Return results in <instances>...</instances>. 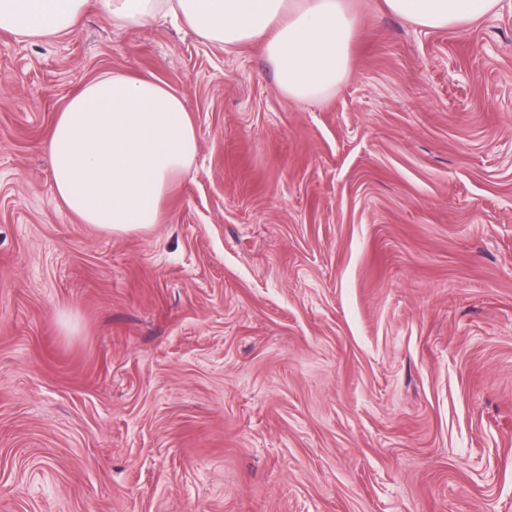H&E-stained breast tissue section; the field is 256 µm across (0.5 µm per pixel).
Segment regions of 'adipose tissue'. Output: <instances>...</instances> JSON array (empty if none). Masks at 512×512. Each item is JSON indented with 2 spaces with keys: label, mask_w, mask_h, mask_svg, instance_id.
<instances>
[{
  "label": "adipose tissue",
  "mask_w": 512,
  "mask_h": 512,
  "mask_svg": "<svg viewBox=\"0 0 512 512\" xmlns=\"http://www.w3.org/2000/svg\"><path fill=\"white\" fill-rule=\"evenodd\" d=\"M499 0H384L414 26L441 30L479 22ZM112 24L138 27L175 16L209 43L259 41L280 92L296 102L328 96L348 76L357 17L349 0H0V30L27 41L72 32L90 4ZM56 197L82 223L124 235L149 230L197 152L180 95L151 78L121 73L84 85L47 138Z\"/></svg>",
  "instance_id": "obj_1"
}]
</instances>
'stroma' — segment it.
I'll return each mask as SVG.
<instances>
[{"mask_svg": "<svg viewBox=\"0 0 512 512\" xmlns=\"http://www.w3.org/2000/svg\"><path fill=\"white\" fill-rule=\"evenodd\" d=\"M352 3L312 102L167 19L0 31V512H512V0L453 30ZM112 72L198 141L128 235L46 147Z\"/></svg>", "mask_w": 512, "mask_h": 512, "instance_id": "stroma-1", "label": "stroma"}]
</instances>
